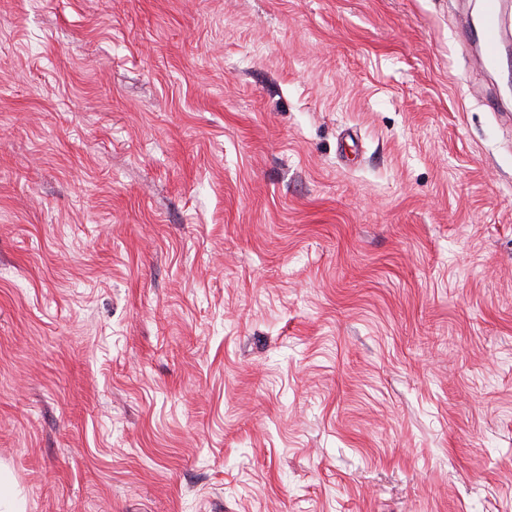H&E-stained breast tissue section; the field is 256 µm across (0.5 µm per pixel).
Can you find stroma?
Wrapping results in <instances>:
<instances>
[{
  "label": "stroma",
  "instance_id": "1",
  "mask_svg": "<svg viewBox=\"0 0 512 512\" xmlns=\"http://www.w3.org/2000/svg\"><path fill=\"white\" fill-rule=\"evenodd\" d=\"M479 0H0V470L23 512H512V89ZM496 0H486L483 19L477 32L484 63L497 62L500 49V17Z\"/></svg>",
  "mask_w": 512,
  "mask_h": 512
}]
</instances>
